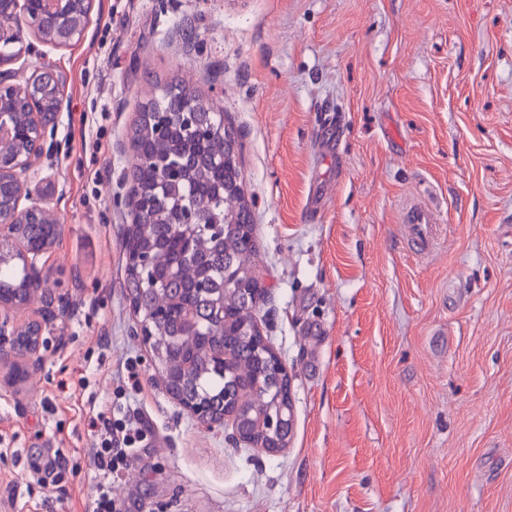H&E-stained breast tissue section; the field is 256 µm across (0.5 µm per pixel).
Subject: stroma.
I'll return each instance as SVG.
<instances>
[{"label": "stroma", "mask_w": 512, "mask_h": 512, "mask_svg": "<svg viewBox=\"0 0 512 512\" xmlns=\"http://www.w3.org/2000/svg\"><path fill=\"white\" fill-rule=\"evenodd\" d=\"M28 62L68 99L40 282L64 304L24 385L0 352V512H84L102 411L143 431L121 512H512V0H93ZM175 85L242 134L280 454L167 395L124 287L131 130ZM406 227L411 241L420 251L428 250L435 241V224L430 208L423 203L411 205L407 211Z\"/></svg>", "instance_id": "obj_1"}]
</instances>
